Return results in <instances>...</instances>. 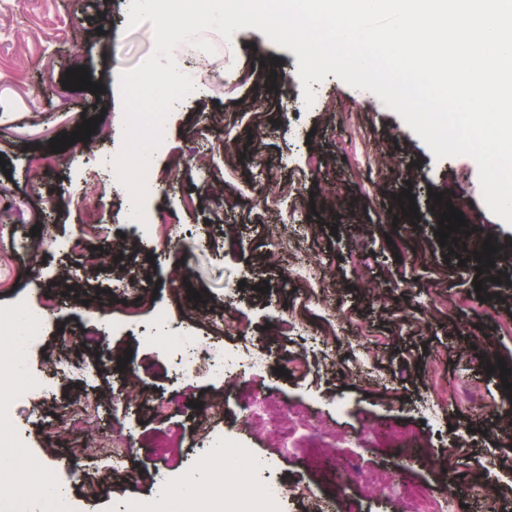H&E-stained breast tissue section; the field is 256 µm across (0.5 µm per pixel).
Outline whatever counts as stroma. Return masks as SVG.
I'll use <instances>...</instances> for the list:
<instances>
[{
    "label": "stroma",
    "mask_w": 512,
    "mask_h": 512,
    "mask_svg": "<svg viewBox=\"0 0 512 512\" xmlns=\"http://www.w3.org/2000/svg\"><path fill=\"white\" fill-rule=\"evenodd\" d=\"M127 21L126 0H0V256L12 280L0 289V309L47 305L41 345L29 358L34 374L61 361H107L95 381L59 376L51 396L6 397L23 446L45 449L75 512H125L153 499L160 479L176 484L207 459L209 443L195 441L190 427L220 396L224 414L212 419L209 442H243L268 464L247 475L255 493L241 499V512H410L409 502L435 489L456 501L457 512H482L472 474L498 486L502 512H512V390L471 360L488 350L512 369V274L477 293L470 265L440 246L441 214L427 205L430 193H452L470 218L467 232L495 243L512 238V227L483 202L476 162L435 159L374 94L332 74L311 85L321 107H307L293 51L254 28L231 40L208 29L201 37L213 54L189 43L173 52L195 89L167 115L145 180L147 223L166 215L175 225L164 240L133 237L126 190L84 192L104 180L103 161H115L123 146L120 74L155 51L151 24ZM77 67L102 94L63 87L66 70ZM94 116L88 140L51 152L50 139ZM289 181L299 193L281 198L279 186ZM406 188L419 220L400 213L396 197ZM89 224L102 225V237L81 252L64 249ZM270 224L286 243L299 225L313 227L304 246L330 285L328 303L340 308L330 356L313 342L320 322L290 277V257L267 255ZM34 227L29 251L12 253L14 238ZM192 288L200 301L189 300ZM494 297L502 301L495 310L486 305ZM299 308L310 334H280L289 310ZM159 309L200 352L220 357L252 339L272 360L299 355L308 368L271 369L230 387L206 372H176V354L151 338ZM209 309L249 323L250 339L206 317ZM100 330L109 333L100 351L85 348L81 336ZM351 347L369 351L391 393L375 394L345 369ZM437 371L448 398L430 407ZM264 396L303 404L317 426L335 430L337 451L367 479L337 492L334 470L312 465L317 448L281 447L270 425L254 431L249 408ZM154 400L165 402L166 414L149 410ZM88 403L98 413L78 423ZM116 428L134 438L131 460L102 491L88 492L101 461L66 449ZM408 431L424 436L427 453L403 463L398 437ZM279 479L309 486L311 498L266 501L260 489Z\"/></svg>",
    "instance_id": "obj_1"
}]
</instances>
